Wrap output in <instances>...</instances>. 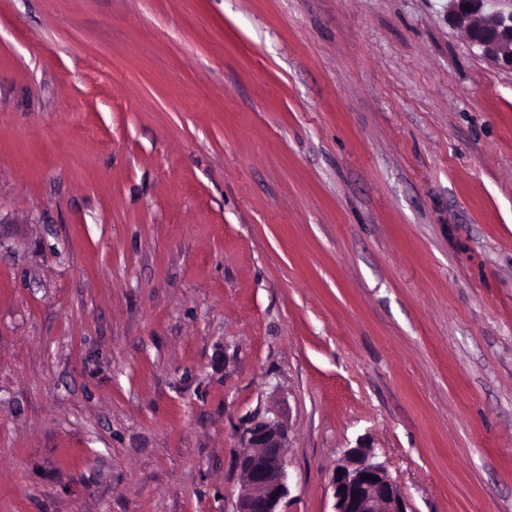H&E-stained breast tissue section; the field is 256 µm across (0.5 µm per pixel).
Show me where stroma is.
<instances>
[{
	"instance_id": "obj_1",
	"label": "stroma",
	"mask_w": 512,
	"mask_h": 512,
	"mask_svg": "<svg viewBox=\"0 0 512 512\" xmlns=\"http://www.w3.org/2000/svg\"><path fill=\"white\" fill-rule=\"evenodd\" d=\"M282 512L373 448L512 512V73L448 0H0V512ZM237 465L244 481L236 512H282L289 493L288 428L278 414L253 417L241 435Z\"/></svg>"
}]
</instances>
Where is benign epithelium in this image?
Segmentation results:
<instances>
[{"instance_id": "1", "label": "benign epithelium", "mask_w": 512, "mask_h": 512, "mask_svg": "<svg viewBox=\"0 0 512 512\" xmlns=\"http://www.w3.org/2000/svg\"><path fill=\"white\" fill-rule=\"evenodd\" d=\"M504 3L511 8H503ZM448 22L465 30L470 47L512 72V0H448ZM241 441L237 465L244 488L236 512H280L289 493L287 425L277 414L254 417ZM373 458L371 449L361 445L344 452L332 476L334 512H410L386 466Z\"/></svg>"}]
</instances>
